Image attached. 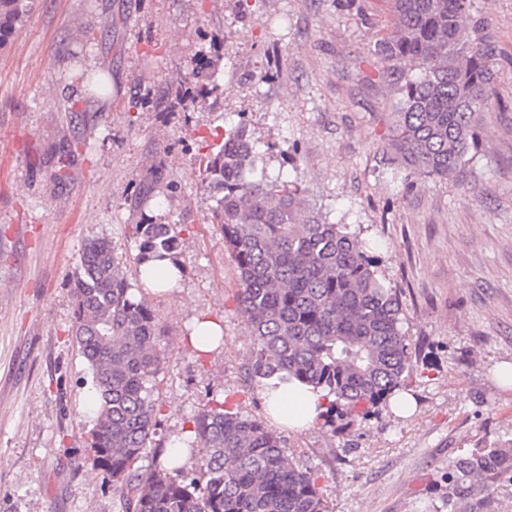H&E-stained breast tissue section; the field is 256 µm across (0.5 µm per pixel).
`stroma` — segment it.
Wrapping results in <instances>:
<instances>
[{
	"instance_id": "stroma-1",
	"label": "stroma",
	"mask_w": 512,
	"mask_h": 512,
	"mask_svg": "<svg viewBox=\"0 0 512 512\" xmlns=\"http://www.w3.org/2000/svg\"><path fill=\"white\" fill-rule=\"evenodd\" d=\"M498 47L484 148L466 178L391 181L396 96L374 55L386 0H37L0 44V512H120L85 466L92 377L76 346L79 255L107 238L131 260L132 224L180 225L184 271L150 295L165 327L159 426L141 461L165 463L212 399L262 419L254 345L199 160L245 126L257 171L295 181L346 225L400 290L414 415L282 430L318 472L328 512H512V480L453 501L459 456L512 439V0H472ZM97 69H89L88 58ZM65 165H58V158ZM154 181L138 206V183ZM224 325L196 352L195 319Z\"/></svg>"
}]
</instances>
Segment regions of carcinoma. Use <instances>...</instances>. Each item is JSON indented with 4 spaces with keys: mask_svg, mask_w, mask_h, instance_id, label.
Here are the masks:
<instances>
[{
    "mask_svg": "<svg viewBox=\"0 0 512 512\" xmlns=\"http://www.w3.org/2000/svg\"><path fill=\"white\" fill-rule=\"evenodd\" d=\"M389 2L392 27L375 54L394 67H423L395 88L391 178H462L483 146L480 116L497 105L496 48L475 36L470 0ZM33 3L0 0V42ZM253 172L254 146L242 127L204 157L216 194L211 223L235 264L238 309L255 348L250 378H295L323 393L326 424L338 415L366 420L412 370L401 295L347 225L310 209L297 183L253 180ZM181 232L177 224L133 225L132 278L105 238L89 240L79 256L73 336L92 374L90 467L112 482L124 512H327L318 476L286 456L276 430L217 399L189 420L181 465L138 466L158 426L165 328L137 292L160 279L150 262L179 257ZM496 475L512 480V440L460 457L448 481L454 495L470 497Z\"/></svg>",
    "mask_w": 512,
    "mask_h": 512,
    "instance_id": "1",
    "label": "carcinoma"
}]
</instances>
